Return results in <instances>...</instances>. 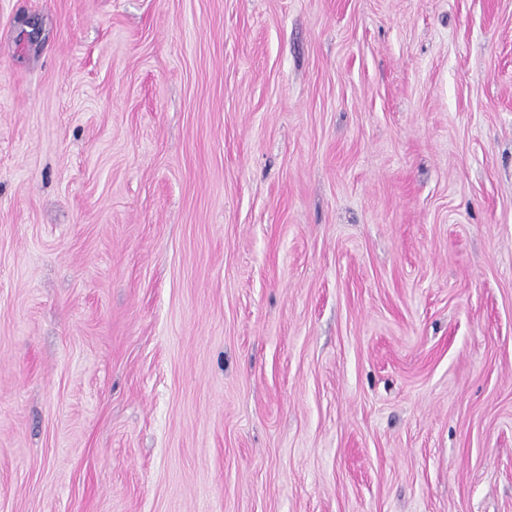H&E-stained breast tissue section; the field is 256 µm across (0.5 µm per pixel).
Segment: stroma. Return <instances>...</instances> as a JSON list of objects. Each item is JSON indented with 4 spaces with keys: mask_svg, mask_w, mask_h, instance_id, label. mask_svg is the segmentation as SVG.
<instances>
[{
    "mask_svg": "<svg viewBox=\"0 0 512 512\" xmlns=\"http://www.w3.org/2000/svg\"><path fill=\"white\" fill-rule=\"evenodd\" d=\"M0 512H512V0H0Z\"/></svg>",
    "mask_w": 512,
    "mask_h": 512,
    "instance_id": "obj_1",
    "label": "stroma"
}]
</instances>
